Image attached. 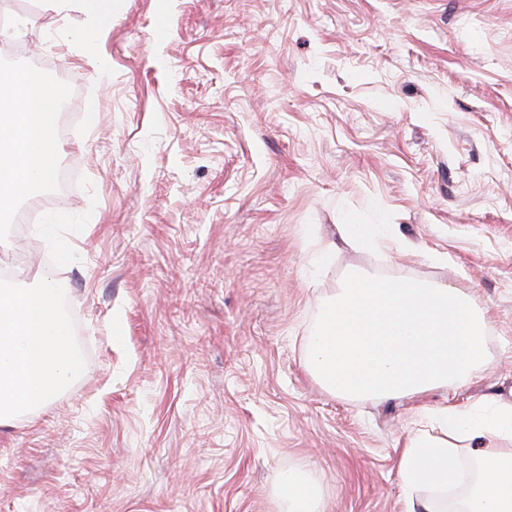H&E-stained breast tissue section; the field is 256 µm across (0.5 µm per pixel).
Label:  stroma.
Listing matches in <instances>:
<instances>
[{
	"mask_svg": "<svg viewBox=\"0 0 512 512\" xmlns=\"http://www.w3.org/2000/svg\"><path fill=\"white\" fill-rule=\"evenodd\" d=\"M4 6L0 74L60 67L77 177L27 236L0 213V262L65 282L83 333L79 376L0 425V512H277L298 469L323 512H403L423 407L512 401V0ZM350 272L464 290L489 367L417 400L323 390L307 339ZM372 224H345L344 225V238L354 242H368L380 244L382 239L379 233Z\"/></svg>",
	"mask_w": 512,
	"mask_h": 512,
	"instance_id": "35a3bbf8",
	"label": "stroma"
}]
</instances>
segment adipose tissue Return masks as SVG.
<instances>
[{"instance_id":"1","label":"adipose tissue","mask_w":512,"mask_h":512,"mask_svg":"<svg viewBox=\"0 0 512 512\" xmlns=\"http://www.w3.org/2000/svg\"><path fill=\"white\" fill-rule=\"evenodd\" d=\"M59 91L36 73L0 77V207L49 184L56 173ZM79 370L51 282L0 289V418L50 399ZM441 438L408 439L399 461L405 512H512V402L485 398L466 409L438 408ZM479 461L463 472L458 449ZM322 487L306 471L280 475L279 512H321Z\"/></svg>"}]
</instances>
